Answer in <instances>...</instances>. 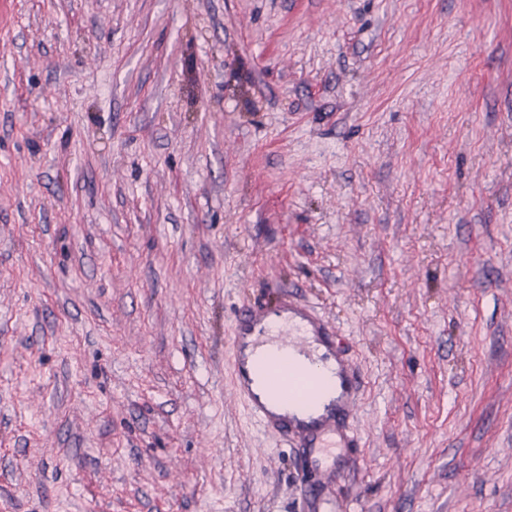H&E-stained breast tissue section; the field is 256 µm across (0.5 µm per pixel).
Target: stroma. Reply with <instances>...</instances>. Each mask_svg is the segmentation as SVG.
<instances>
[{"label": "stroma", "instance_id": "1", "mask_svg": "<svg viewBox=\"0 0 512 512\" xmlns=\"http://www.w3.org/2000/svg\"><path fill=\"white\" fill-rule=\"evenodd\" d=\"M284 295L314 489L233 392ZM0 512H512V0H0ZM233 338L237 345L248 344L253 336H272L270 340L284 355L277 366L269 372L268 385L276 396L275 402L263 399L253 387L251 369L240 355L234 362V392L248 400L253 416L267 430L293 437L302 449L301 476L313 482L323 470V456L331 449L356 448L354 434H350L337 418L348 417L354 410L356 376L352 366L336 355L333 344L334 329L319 318L314 310L299 304L288 295L281 296L276 303L255 302L245 305L235 317ZM307 336H316L338 365L337 396L325 404L322 412L301 411L289 414L286 385L289 378L303 376L288 365L291 352L307 353Z\"/></svg>", "mask_w": 512, "mask_h": 512}]
</instances>
